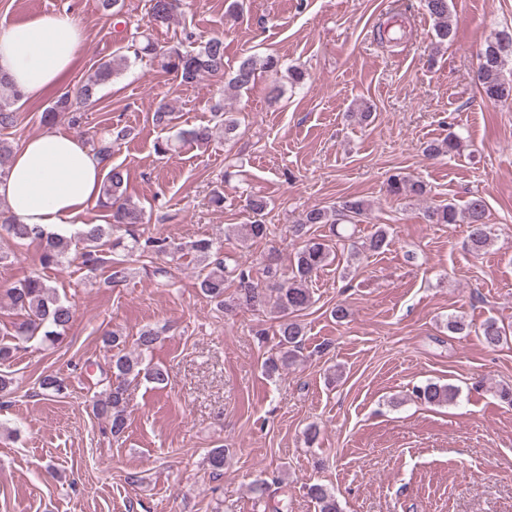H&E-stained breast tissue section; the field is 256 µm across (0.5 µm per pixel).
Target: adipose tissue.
I'll list each match as a JSON object with an SVG mask.
<instances>
[{
    "mask_svg": "<svg viewBox=\"0 0 512 512\" xmlns=\"http://www.w3.org/2000/svg\"><path fill=\"white\" fill-rule=\"evenodd\" d=\"M82 41L81 27L64 11L11 25L0 32V73L24 96H41L68 80ZM104 172L83 140L45 132L14 150L0 197L18 222L52 231L82 223L101 195Z\"/></svg>",
    "mask_w": 512,
    "mask_h": 512,
    "instance_id": "1",
    "label": "adipose tissue"
}]
</instances>
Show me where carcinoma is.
<instances>
[{"instance_id":"1","label":"carcinoma","mask_w":512,"mask_h":512,"mask_svg":"<svg viewBox=\"0 0 512 512\" xmlns=\"http://www.w3.org/2000/svg\"><path fill=\"white\" fill-rule=\"evenodd\" d=\"M430 17L434 20L436 37L442 41L454 36L448 0H424ZM180 0H149L148 23L164 25L174 19ZM128 47L134 49L137 57L151 56L159 59L160 67L172 72L184 84H191L199 78L224 74V39L212 36L198 40L192 31L185 32V39L196 43L194 50L184 52L178 46L159 50L144 35L134 30L127 33ZM512 57V32L500 31L489 40L479 55L477 79L485 98L494 102L512 98V83L502 75L506 59ZM282 63L275 56L256 58L247 56L241 59L232 76L224 85V93L246 90L254 84L258 72L278 74ZM127 67V56L115 54L100 62L95 70L83 81L76 92L66 91L60 94L41 115V122L48 126L59 115L74 112L81 106L93 101L98 87L111 82ZM0 130L14 127L18 120L15 105L22 99L21 93L0 75ZM210 112L218 121L210 125H199L190 129L174 130L172 110L165 102L158 103L153 114V122L167 135L158 138L154 150L161 155L176 151L186 143L198 147L208 146L222 133L228 137L234 134L239 121L227 111L224 98H219ZM129 132L121 128L107 129L89 140L92 150L103 162L110 163L115 145L124 140ZM461 138L454 134L441 141H433L424 147V153L430 158L451 155L460 150ZM128 179L124 172L112 167L106 173L100 196V204L110 208L109 222L105 224H84L76 234L70 231L48 232L35 225L18 224L9 218L0 225V232L20 242L35 243L38 246L39 265L44 269L57 267L65 262L80 258L90 271L101 266L109 267L108 284L112 288L123 285L128 278L129 269L125 261L114 257L117 251L155 255H174L183 250L191 251L199 261L197 285L201 293L216 307L226 313L238 309L256 311L271 307L278 320L275 336L279 357L269 358L264 363V372L272 377L280 370L291 365L297 358L305 336V326L299 319L300 314L313 304L310 285L313 277L330 262L333 248L347 252V261L360 259L365 252H379L388 246V231L380 226L365 240L359 242L353 235L339 233V224H357L369 209V204L357 197H346L331 208L312 207L305 210L294 224L290 225L292 235L301 240V246L295 252L288 277L273 260L268 259L262 268V277L255 276V266L248 262L234 261L227 265L222 247H217L210 239H197L188 245L175 246L168 239L157 236H144L141 226L146 223L143 210L127 195ZM387 191L393 196L420 197L425 194L424 185L409 176L397 172L387 182ZM427 219L433 224H455L458 211L455 205L448 203L427 211ZM466 219L469 224V249L475 254L485 252L492 242V229L486 223L485 202L480 197L470 199L466 206ZM327 224L332 235L336 236V246L332 247L323 236L311 232L312 226ZM269 234L268 225L260 220L241 227L226 228L225 235L237 236L243 241L262 239ZM231 280L235 291L225 296V281ZM4 296L12 308L23 315V321L14 325V334L9 342L0 341V360L6 361L20 349V345L34 339L40 343L56 344L71 324L74 317V305L60 297L57 289L47 280L34 273L5 289ZM484 344L494 348L506 340V333L496 319L487 318L478 329ZM144 378L151 383L163 385L168 381V372L159 367L143 364L141 356L126 354L112 355V361L104 378L105 388L92 409L98 418H104L111 425L114 436L124 433L127 426V391L131 382ZM415 398L429 405H447L456 401L458 390L450 385L429 382L413 389ZM308 495L316 502L318 512H340L336 497L321 484H310Z\"/></svg>"}]
</instances>
